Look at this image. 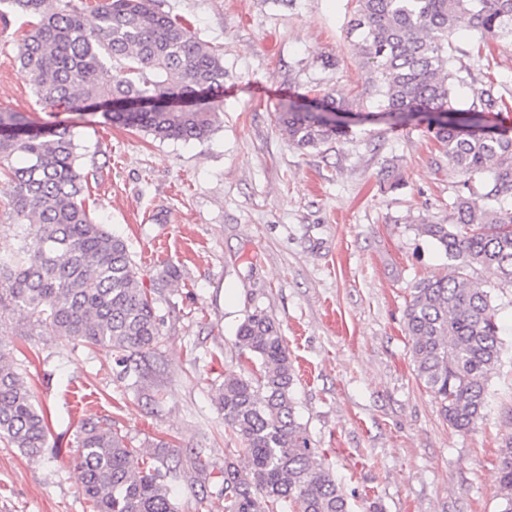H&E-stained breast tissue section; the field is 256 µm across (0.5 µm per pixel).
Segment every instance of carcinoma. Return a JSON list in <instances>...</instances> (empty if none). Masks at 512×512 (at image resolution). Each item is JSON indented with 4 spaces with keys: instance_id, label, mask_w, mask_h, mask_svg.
<instances>
[{
    "instance_id": "obj_1",
    "label": "carcinoma",
    "mask_w": 512,
    "mask_h": 512,
    "mask_svg": "<svg viewBox=\"0 0 512 512\" xmlns=\"http://www.w3.org/2000/svg\"><path fill=\"white\" fill-rule=\"evenodd\" d=\"M36 18L19 45L20 69L52 111L98 112L107 123L159 140H200L219 107H200L224 88L222 54L153 0H99L86 27L74 0H0ZM468 28L484 40L512 39V0H356L350 34L371 69L379 115L428 116L439 151L466 177L448 223L424 222L420 234L453 261V271L412 288L404 314L416 376L448 423L468 431L483 417L486 386L501 358L498 313L467 269L493 270L512 287V131L485 117L509 110L489 82L461 107L450 37ZM112 67V82L100 73ZM345 100L332 94L292 102L279 123L302 147L349 135ZM75 134L0 110V170L14 184L17 251L0 255V308L27 314L66 341L112 350L123 375L131 358L159 343L154 289L140 286L126 241L94 219ZM20 164L13 165V159ZM479 182H473L474 178ZM242 350L261 362L259 375L224 374L217 409L224 427L247 444L244 467L224 462V512H350L347 495L296 414L295 370L278 323L254 310L238 327ZM48 417L0 339V437L30 457L47 447ZM77 470L93 512H176L167 477L170 443L138 454L109 426L84 423ZM501 512H512V442L500 450Z\"/></svg>"
}]
</instances>
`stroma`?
Wrapping results in <instances>:
<instances>
[{
  "label": "stroma",
  "instance_id": "35a3bbf8",
  "mask_svg": "<svg viewBox=\"0 0 512 512\" xmlns=\"http://www.w3.org/2000/svg\"><path fill=\"white\" fill-rule=\"evenodd\" d=\"M224 55L221 121L202 140L159 141L88 112H49L19 70L26 16L0 17V109L71 126L86 202L128 245L156 291L160 343L121 379L111 350L61 339L9 311L0 346L48 415L32 458L0 441V512H92L75 467L82 422L129 447L170 440L178 512H224L225 461L246 444L215 407L228 371L251 373L238 326L263 309L281 327L297 375L296 411L353 512H500L499 450L512 441V288L476 266L498 310L503 351L484 416L452 428L419 382L404 311L419 280L448 260L418 224L447 222L464 177L424 123L367 122L315 148L278 122L288 101L331 93L375 110L370 71L346 26L355 0H154ZM448 53L460 100L491 80L512 104V40L478 49L468 29ZM391 169L399 184L382 182ZM179 277L161 279L169 267Z\"/></svg>",
  "mask_w": 512,
  "mask_h": 512
}]
</instances>
